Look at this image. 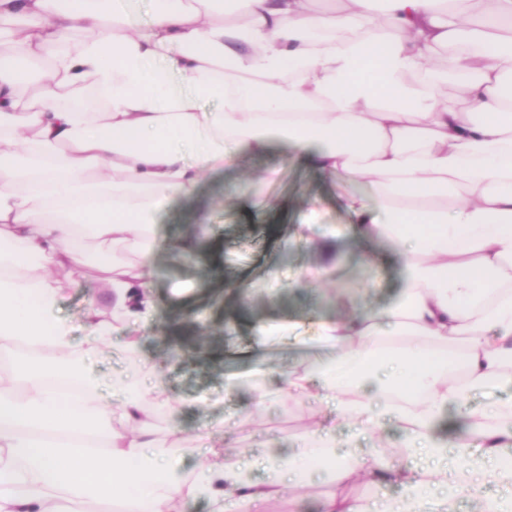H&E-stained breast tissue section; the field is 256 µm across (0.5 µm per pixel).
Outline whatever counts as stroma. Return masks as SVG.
<instances>
[{"instance_id": "stroma-1", "label": "stroma", "mask_w": 512, "mask_h": 512, "mask_svg": "<svg viewBox=\"0 0 512 512\" xmlns=\"http://www.w3.org/2000/svg\"><path fill=\"white\" fill-rule=\"evenodd\" d=\"M279 150L241 158L236 168L207 177L194 199L169 204L158 216L155 251V312L131 323L112 312V299L98 281L104 261L90 254L73 276L61 277L60 313L71 327V357L86 361L99 380L97 403L113 408L108 426L128 427L112 395L125 372L124 337L142 339V359L158 377L169 402L150 426L158 446L174 449L185 487L171 498V512H209L206 499L190 495L196 472L209 462L208 447L227 462L266 453L277 444L296 453L315 423L333 427L348 440L349 421L324 411L316 392L295 399L278 394L279 374L299 369L314 356L307 343L321 324L345 312L379 313L402 299L404 276L394 251L359 240L341 195H367L366 181L334 183L304 161L282 166ZM279 167L278 177L258 198L232 194L238 174ZM310 224L306 238L296 225ZM195 238L186 254L180 244ZM96 305L99 319L116 331L96 356L84 359L81 345L90 334L86 317ZM278 333L258 349L259 328ZM263 366L269 392L255 404L250 386ZM239 389L225 395L228 375ZM305 484L290 486L273 512H321L323 499L337 490L330 474L307 468Z\"/></svg>"}]
</instances>
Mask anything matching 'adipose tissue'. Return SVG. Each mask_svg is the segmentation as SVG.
<instances>
[{"label":"adipose tissue","mask_w":512,"mask_h":512,"mask_svg":"<svg viewBox=\"0 0 512 512\" xmlns=\"http://www.w3.org/2000/svg\"><path fill=\"white\" fill-rule=\"evenodd\" d=\"M107 2L0 0V351L47 336L60 351L0 375V512H76L90 496L170 512L184 488L143 424L138 379L122 406L137 431L101 450L79 439L98 381L65 354L56 275L84 244L128 246L104 286L125 319L148 321L160 211L274 146L371 184L370 198L344 200L353 230L394 245L406 283L393 309L326 321L323 357L285 374L284 390L319 389L364 430L394 425L407 455L368 467L323 427L300 459L269 456L264 479L216 456L187 489L210 512H266L298 460L323 456L339 483L403 493L332 495L322 512H451L461 490L478 494L476 512H512V398L446 431L472 393L512 388V0H479L476 23L464 0H156L145 24ZM174 50L192 93L148 67ZM89 89L99 111L77 103ZM55 375L84 388L71 410L47 389ZM489 479L503 496H480ZM345 493L351 494L355 497L362 498H377L382 496H400L401 489L396 487H378L370 484L367 479H362L358 483L349 486L344 490Z\"/></svg>","instance_id":"ef3b65f1"}]
</instances>
